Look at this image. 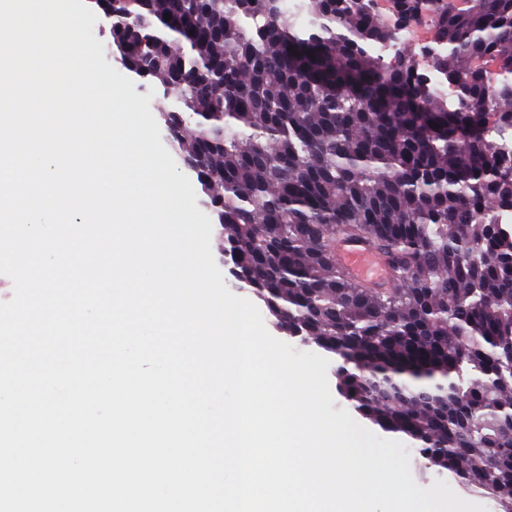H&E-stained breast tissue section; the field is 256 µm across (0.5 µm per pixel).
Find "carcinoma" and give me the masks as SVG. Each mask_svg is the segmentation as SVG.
I'll return each instance as SVG.
<instances>
[{
	"mask_svg": "<svg viewBox=\"0 0 512 512\" xmlns=\"http://www.w3.org/2000/svg\"><path fill=\"white\" fill-rule=\"evenodd\" d=\"M424 1L396 0L399 25ZM96 8L125 68L175 99L164 126L238 279L338 362L363 416L512 512V0L438 6L455 107L372 0H307L305 26L284 0ZM338 234L400 287L352 281Z\"/></svg>",
	"mask_w": 512,
	"mask_h": 512,
	"instance_id": "obj_1",
	"label": "carcinoma"
}]
</instances>
